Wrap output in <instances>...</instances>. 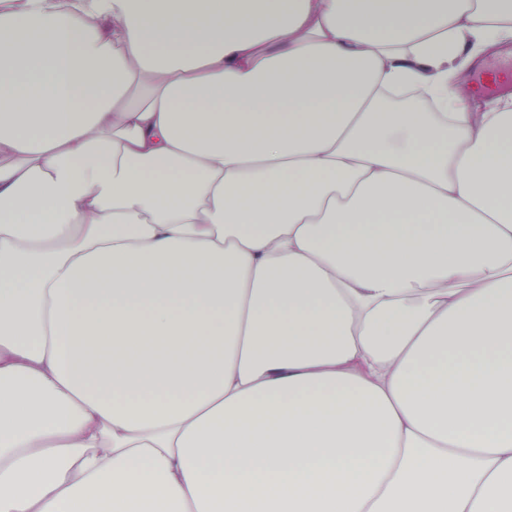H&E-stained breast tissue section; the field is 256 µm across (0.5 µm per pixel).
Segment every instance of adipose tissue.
<instances>
[{
	"instance_id": "obj_1",
	"label": "adipose tissue",
	"mask_w": 512,
	"mask_h": 512,
	"mask_svg": "<svg viewBox=\"0 0 512 512\" xmlns=\"http://www.w3.org/2000/svg\"><path fill=\"white\" fill-rule=\"evenodd\" d=\"M512 0H0V512H512Z\"/></svg>"
}]
</instances>
